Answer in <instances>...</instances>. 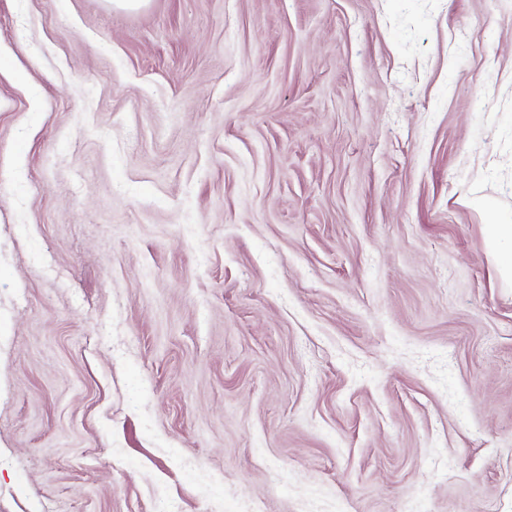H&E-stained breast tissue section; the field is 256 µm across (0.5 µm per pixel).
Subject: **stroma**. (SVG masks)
Segmentation results:
<instances>
[{"instance_id":"1","label":"stroma","mask_w":512,"mask_h":512,"mask_svg":"<svg viewBox=\"0 0 512 512\" xmlns=\"http://www.w3.org/2000/svg\"><path fill=\"white\" fill-rule=\"evenodd\" d=\"M0 512H512V0H0ZM491 255L502 276L512 278V224H488Z\"/></svg>"}]
</instances>
